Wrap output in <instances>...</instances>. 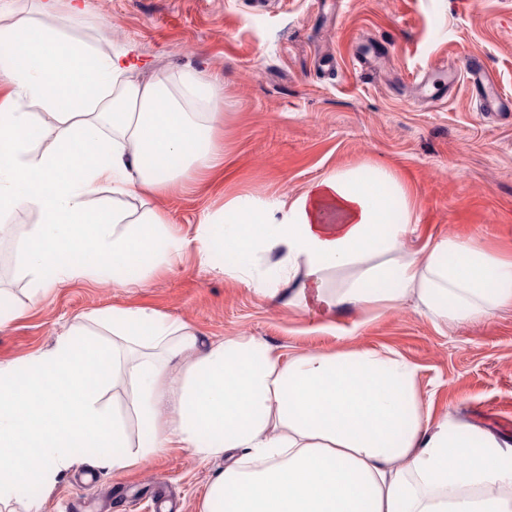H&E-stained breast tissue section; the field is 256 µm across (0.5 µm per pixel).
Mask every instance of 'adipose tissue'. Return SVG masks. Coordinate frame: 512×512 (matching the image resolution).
Listing matches in <instances>:
<instances>
[{
    "label": "adipose tissue",
    "instance_id": "obj_1",
    "mask_svg": "<svg viewBox=\"0 0 512 512\" xmlns=\"http://www.w3.org/2000/svg\"><path fill=\"white\" fill-rule=\"evenodd\" d=\"M80 14L59 23L56 0H36L0 26V229L35 215L17 245L33 295L105 269L113 285L139 287L146 266H172L191 246L204 262L222 251L225 276L260 295L266 261L288 307L317 314L322 331H336L342 306L381 313L414 298L443 323L512 308V257L457 237L406 253L415 199L383 165L336 169L291 199L231 198L190 239L162 212L128 208L127 197L223 167V98L196 106L201 75L146 76L129 49L101 52L75 33ZM343 269L353 277L330 288ZM416 371L388 348L285 359L252 337L202 340L146 308L94 311L0 363V503L51 489L87 456L120 473L187 448L234 459L201 512H512V445L432 419ZM117 385L127 410L103 400Z\"/></svg>",
    "mask_w": 512,
    "mask_h": 512
}]
</instances>
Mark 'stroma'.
Masks as SVG:
<instances>
[{
  "instance_id": "stroma-1",
  "label": "stroma",
  "mask_w": 512,
  "mask_h": 512,
  "mask_svg": "<svg viewBox=\"0 0 512 512\" xmlns=\"http://www.w3.org/2000/svg\"><path fill=\"white\" fill-rule=\"evenodd\" d=\"M83 34L105 52L134 48L151 69L203 73L196 95L220 87L224 168L173 184L148 204L194 237L238 195L273 200L299 194L332 170L362 163L395 170L416 197L418 235L477 238L512 255V124L476 111L465 83H417L443 62L482 55L512 95V0H80ZM362 51L379 68L353 70ZM224 254L202 263L186 249L171 270L152 269L141 288H116L111 274L78 279L29 302L17 244L0 245L5 307L25 314L0 329V362L51 343L82 314L112 306L147 308L195 327L208 340L255 337L283 356L353 348L393 349L417 367L434 415L492 431L512 445V311L479 325L437 327L413 301L380 315L353 308L338 333L281 297L257 295L225 277ZM224 458L166 452L144 468L115 473L81 464L61 476L40 512H201Z\"/></svg>"
}]
</instances>
